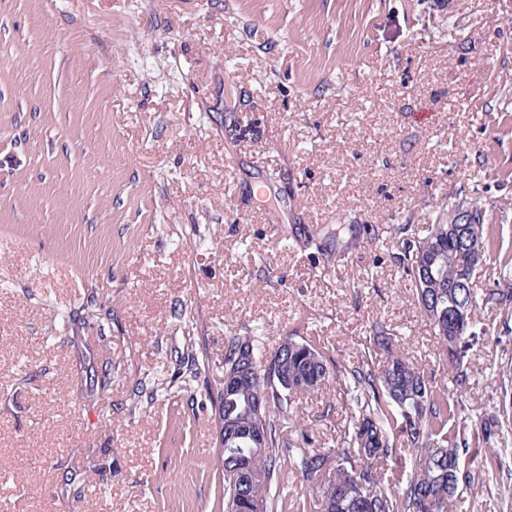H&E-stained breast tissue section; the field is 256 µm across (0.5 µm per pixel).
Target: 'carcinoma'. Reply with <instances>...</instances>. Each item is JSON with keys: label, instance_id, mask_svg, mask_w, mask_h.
<instances>
[{"label": "carcinoma", "instance_id": "cac0c4a2", "mask_svg": "<svg viewBox=\"0 0 512 512\" xmlns=\"http://www.w3.org/2000/svg\"><path fill=\"white\" fill-rule=\"evenodd\" d=\"M440 218L421 237L404 240L402 262L410 272L412 298L430 323L443 353L454 367L456 388L467 384L463 358L476 334L453 335L457 313H474L475 288H459L461 277L475 282L477 268L459 254L453 239L442 243L434 268L435 287L423 285L416 270L419 255L448 225ZM87 325L101 324L109 312L88 301L82 308ZM368 352L345 366L326 356L310 339L286 338L269 355L256 336H230L224 345V374L235 376L234 387L207 386L210 399L222 405L224 455L217 465L224 477V512H268L273 485L295 470L320 501L321 512H451L457 492H448V467L462 452L477 448L492 423L477 428L458 421V401L435 387L424 372L395 346L383 326L371 328ZM385 355L383 365L376 356ZM342 378L356 411L337 445L294 448L283 436L293 415L294 395L318 389L330 378ZM414 455L410 472L392 489L378 464L400 449Z\"/></svg>", "mask_w": 512, "mask_h": 512}]
</instances>
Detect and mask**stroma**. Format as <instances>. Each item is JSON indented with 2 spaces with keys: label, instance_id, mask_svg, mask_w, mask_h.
<instances>
[{
  "label": "stroma",
  "instance_id": "obj_1",
  "mask_svg": "<svg viewBox=\"0 0 512 512\" xmlns=\"http://www.w3.org/2000/svg\"><path fill=\"white\" fill-rule=\"evenodd\" d=\"M472 203L512 248V0H0V499L224 512L230 336L347 364L380 324L463 421L512 412V302L479 300L453 388L399 263ZM91 294L112 317L75 329ZM296 406L290 443L339 442L336 380ZM460 463L497 477L452 512H512V426Z\"/></svg>",
  "mask_w": 512,
  "mask_h": 512
}]
</instances>
